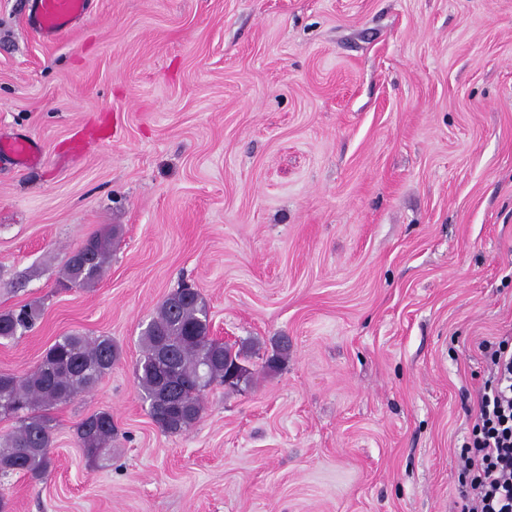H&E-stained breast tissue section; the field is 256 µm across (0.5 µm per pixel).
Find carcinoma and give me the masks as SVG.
Instances as JSON below:
<instances>
[{
    "label": "carcinoma",
    "mask_w": 512,
    "mask_h": 512,
    "mask_svg": "<svg viewBox=\"0 0 512 512\" xmlns=\"http://www.w3.org/2000/svg\"><path fill=\"white\" fill-rule=\"evenodd\" d=\"M113 232L85 241L89 258L68 257L62 284L90 287L106 271L112 252ZM179 301L164 300L140 336L141 357L136 377L149 408L157 413L162 431L180 433L201 416V392L211 383H226L228 364L239 368L237 382L249 383L248 351L241 346L224 351L209 337V308L190 288L177 291ZM40 317L39 308L25 305L0 313V339L14 340L29 331ZM119 355L108 336L90 339L80 333L59 337L38 366L21 378L0 374V413L19 416L16 430L0 441V473L22 474L39 481L51 459L52 418L48 410L91 390L111 369ZM115 425L112 413L101 410L80 422L76 441L89 455L112 447Z\"/></svg>",
    "instance_id": "carcinoma-1"
}]
</instances>
